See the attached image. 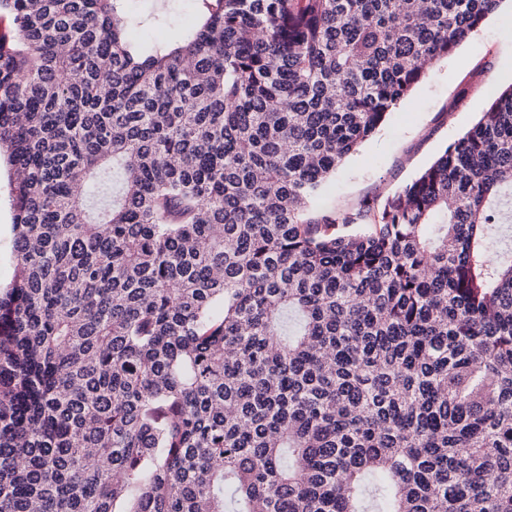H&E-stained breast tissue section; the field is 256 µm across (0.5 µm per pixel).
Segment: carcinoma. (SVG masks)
I'll list each match as a JSON object with an SVG mask.
<instances>
[{"mask_svg": "<svg viewBox=\"0 0 512 512\" xmlns=\"http://www.w3.org/2000/svg\"><path fill=\"white\" fill-rule=\"evenodd\" d=\"M195 2L0 0V512H512V84L317 205L502 0ZM137 1L135 17L150 10L168 11L172 15V21L164 30H157L148 26H137L135 35L142 40L167 37L172 40L178 39L184 26L195 19L194 0H155L144 2ZM8 167L1 163L0 168V284L7 285L13 280L15 266L10 261L11 213L9 205Z\"/></svg>", "mask_w": 512, "mask_h": 512, "instance_id": "obj_1", "label": "carcinoma"}]
</instances>
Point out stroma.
Segmentation results:
<instances>
[{
  "label": "stroma",
  "mask_w": 512,
  "mask_h": 512,
  "mask_svg": "<svg viewBox=\"0 0 512 512\" xmlns=\"http://www.w3.org/2000/svg\"><path fill=\"white\" fill-rule=\"evenodd\" d=\"M138 12H170L164 30L139 26L143 40H175L195 17L194 0H139ZM512 83V0L501 6L426 78L377 134L348 159L321 198L329 211L358 209L367 200L401 191L454 140L477 122L493 93ZM7 168H0V284L13 280Z\"/></svg>",
  "instance_id": "35a3bbf8"
}]
</instances>
